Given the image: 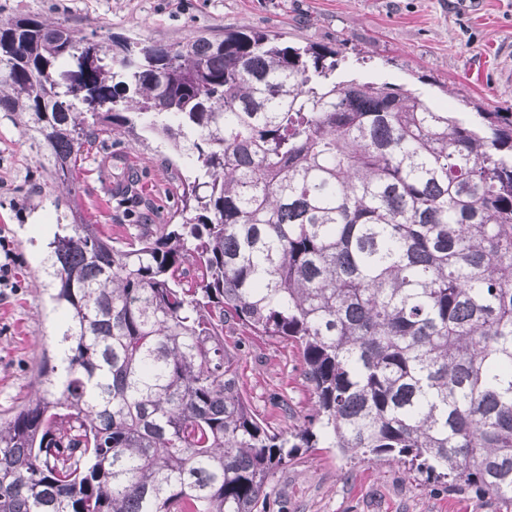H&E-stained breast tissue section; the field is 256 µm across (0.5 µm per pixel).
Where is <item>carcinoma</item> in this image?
<instances>
[{
  "label": "carcinoma",
  "mask_w": 512,
  "mask_h": 512,
  "mask_svg": "<svg viewBox=\"0 0 512 512\" xmlns=\"http://www.w3.org/2000/svg\"><path fill=\"white\" fill-rule=\"evenodd\" d=\"M339 55L0 24V112L62 188L56 355L0 418V512H256L321 442L512 503V112L338 81ZM136 115L188 174L180 223L119 244L82 222L72 164ZM228 322L299 349L301 426L252 413Z\"/></svg>",
  "instance_id": "carcinoma-1"
}]
</instances>
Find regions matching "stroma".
<instances>
[{
  "mask_svg": "<svg viewBox=\"0 0 512 512\" xmlns=\"http://www.w3.org/2000/svg\"><path fill=\"white\" fill-rule=\"evenodd\" d=\"M37 15L83 33L115 34L135 42L176 44L188 35L245 29L281 35L286 45L336 47L344 60L340 80L387 81L421 98L454 101L461 117L486 109L512 112V0H0V21ZM127 154L130 189L140 200L128 208L108 198L98 149L78 157L75 188L87 223L114 241L131 224H165L181 206L178 173L156 142L111 138ZM46 181L27 136L0 112V235L16 257L17 290L0 294V417L11 416L36 384L39 341L52 330L48 305L35 283L43 275V238L30 224L45 218ZM251 410L275 431L301 424L312 396L300 353L287 341L224 326ZM269 490L273 512H512V505L465 488L416 476L396 460L360 461L333 448H315L278 470Z\"/></svg>",
  "mask_w": 512,
  "mask_h": 512,
  "instance_id": "stroma-1",
  "label": "stroma"
}]
</instances>
